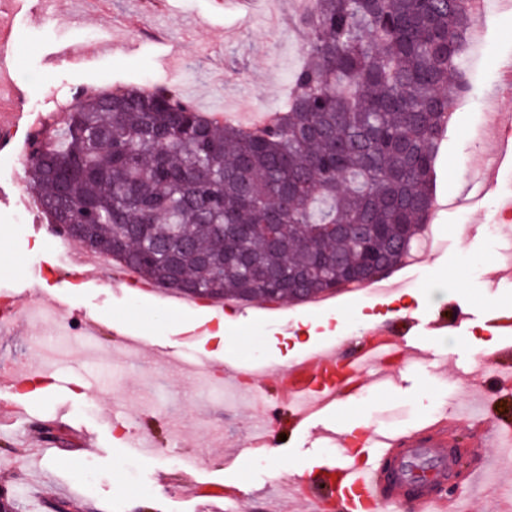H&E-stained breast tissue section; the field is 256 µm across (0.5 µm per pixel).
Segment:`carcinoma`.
I'll return each mask as SVG.
<instances>
[{"label": "carcinoma", "instance_id": "carcinoma-1", "mask_svg": "<svg viewBox=\"0 0 512 512\" xmlns=\"http://www.w3.org/2000/svg\"><path fill=\"white\" fill-rule=\"evenodd\" d=\"M304 62L279 116L246 132L164 88L86 91L47 124L25 179L50 224H85L122 242V263L156 286L172 280L165 246L180 236L177 291L245 302L313 299L362 269L378 280L394 249L428 224L448 104L467 85L464 0H311L292 22ZM231 224H272L279 245ZM336 224H366L357 243ZM249 253L274 283L225 260Z\"/></svg>", "mask_w": 512, "mask_h": 512}]
</instances>
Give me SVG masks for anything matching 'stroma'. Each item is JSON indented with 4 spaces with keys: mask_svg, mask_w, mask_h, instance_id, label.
<instances>
[{
    "mask_svg": "<svg viewBox=\"0 0 512 512\" xmlns=\"http://www.w3.org/2000/svg\"><path fill=\"white\" fill-rule=\"evenodd\" d=\"M302 7V0H265L245 20L233 0L221 7L215 0H168L154 28L140 30L128 21L142 12L141 0H13L0 96L20 92L24 116L0 151V302L22 308L46 292L67 304L58 325L21 321L0 334V361L16 377L47 370L42 396L16 386L0 391V495L22 499L20 512H53L61 500L68 512H203L208 495L227 485L244 487L241 512H264L268 500L278 512H290L282 491L289 476L335 456V449L305 436L262 454L226 455V446L243 444L262 420L266 402L239 394L225 375L224 358L248 365L258 356L266 368L278 369L285 328L305 320L325 321L329 328L299 354L350 344L366 316L386 313L384 295L339 290L328 300L240 303L222 313L192 305L179 292L115 284L113 267L81 282L24 179L28 143L48 117L66 119L65 103L79 88L169 87L205 112L217 105L266 112L282 105L287 80L302 62L289 25ZM485 28L486 49L467 71L470 103L446 131L436 167L442 208L434 219L444 247L411 270L409 288L421 313L438 309L443 288L473 317L456 335L433 342L431 359L401 357L388 377L325 418L407 432L439 415L454 416V433L466 448L455 481L461 494L484 457L512 463V447L501 445L499 433L473 437L469 418L480 403L467 390L469 375L479 369L477 355L495 342L486 311L512 316V264L500 259L501 247L512 245V222L500 223L497 216L498 200L512 198V163H501L495 188L476 207L460 212L446 206L465 192L469 169L487 166L496 150L494 139L477 136L482 113L512 114V100L498 90L502 69L512 65V9L490 15ZM90 46L98 50L94 59L80 67L68 63V55ZM88 309L98 324L92 341L57 334V327L73 323L74 312ZM203 318L223 322L231 341L226 354L210 355L200 372L159 362L124 341L129 334L144 346L178 347L184 361H192L202 345L186 343L182 332ZM19 405L25 413H16ZM184 474L198 482L202 496L179 493Z\"/></svg>",
    "mask_w": 512,
    "mask_h": 512,
    "instance_id": "35a3bbf8",
    "label": "stroma"
}]
</instances>
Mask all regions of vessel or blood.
<instances>
[{"label":"vessel or blood","instance_id":"b4317fda","mask_svg":"<svg viewBox=\"0 0 512 512\" xmlns=\"http://www.w3.org/2000/svg\"><path fill=\"white\" fill-rule=\"evenodd\" d=\"M471 316L461 304L447 316L403 315L367 329L366 339L356 348L334 344L315 349L284 371L268 375L285 410L269 415L250 434L249 447L270 448L277 437L313 431L341 448L336 460L291 479L306 512H396L407 502L415 512H457V495L445 490L454 479L456 458L451 451V420L444 418L411 433L373 431L360 448L353 447L347 429L318 428L314 421L318 412L384 377L390 353L420 355V337L452 335ZM488 323L501 342L478 357L481 373L474 391L482 400L487 397L489 372H499V388L512 387V320L492 316Z\"/></svg>","mask_w":512,"mask_h":512}]
</instances>
